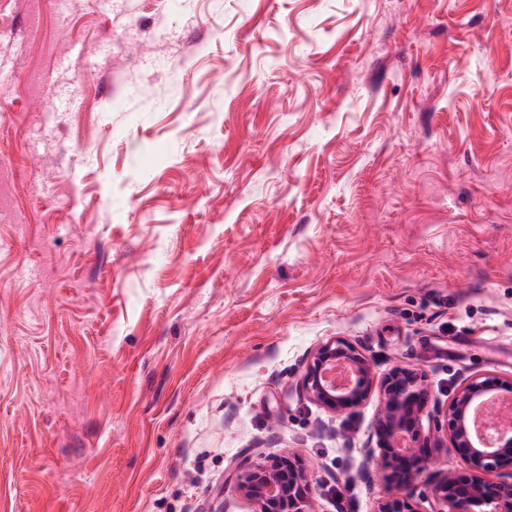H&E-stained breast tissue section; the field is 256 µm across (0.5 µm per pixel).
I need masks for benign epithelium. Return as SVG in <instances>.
I'll return each instance as SVG.
<instances>
[{
    "label": "benign epithelium",
    "mask_w": 512,
    "mask_h": 512,
    "mask_svg": "<svg viewBox=\"0 0 512 512\" xmlns=\"http://www.w3.org/2000/svg\"><path fill=\"white\" fill-rule=\"evenodd\" d=\"M343 361L351 370V380L344 386L327 382L325 372L332 362ZM373 373L367 359L350 343L334 339L313 354L303 379L310 397L330 410L341 411L361 405L371 393ZM511 385L489 378H476L459 389L444 413V420L433 421L434 429L446 427L450 447L468 467V474L447 473L434 485L436 496L449 508L459 510V501L469 507H492V512H512V472L498 482L487 474L512 466V419H502L490 427L486 445L473 441L467 422L468 410L477 402L500 396ZM382 411L377 435L381 446L392 450V460L385 461L388 483L408 486L429 463V448L418 446L423 406L428 392L416 372L396 368L381 382ZM310 480L307 470L287 456L269 465L253 466L241 476L237 490L257 504L259 512H308ZM375 512H414L404 499L378 503Z\"/></svg>",
    "instance_id": "benign-epithelium-1"
}]
</instances>
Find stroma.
<instances>
[{"mask_svg":"<svg viewBox=\"0 0 512 512\" xmlns=\"http://www.w3.org/2000/svg\"><path fill=\"white\" fill-rule=\"evenodd\" d=\"M0 512H311L405 498L378 393L302 386L341 337L425 413L512 384V0H0ZM309 488L307 470L287 456L249 468L237 484V490L257 504L259 512H308Z\"/></svg>","mask_w":512,"mask_h":512,"instance_id":"1","label":"stroma"}]
</instances>
